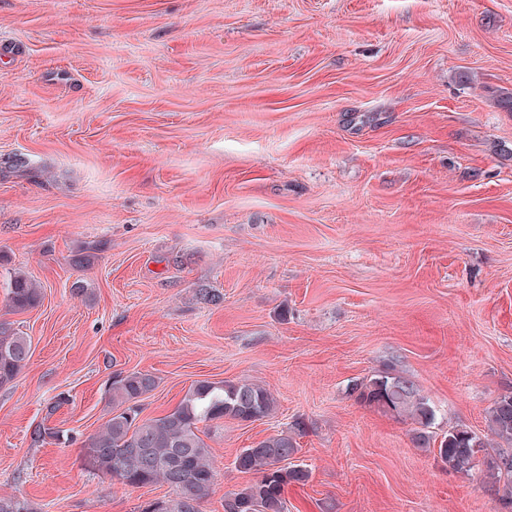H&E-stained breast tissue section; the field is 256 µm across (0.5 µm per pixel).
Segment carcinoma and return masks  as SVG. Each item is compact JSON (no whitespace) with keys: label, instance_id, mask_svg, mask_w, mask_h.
I'll list each match as a JSON object with an SVG mask.
<instances>
[{"label":"carcinoma","instance_id":"carcinoma-1","mask_svg":"<svg viewBox=\"0 0 512 512\" xmlns=\"http://www.w3.org/2000/svg\"><path fill=\"white\" fill-rule=\"evenodd\" d=\"M7 300L15 312L36 307L41 291L27 274L16 272L7 283ZM31 344L12 323L0 321V387L14 381L30 358ZM157 386L151 373L118 372L108 384L110 418L104 428L84 442L81 459L96 474L112 475V482L130 487L162 483L172 497L161 507L142 512H194L187 501L203 503L214 491L217 473L211 448L201 437L199 425L231 418L259 421L275 413L277 402L265 386L251 380L209 382L191 386L181 401L162 415L144 417L140 402ZM358 403L385 413L407 416L420 428L413 442L424 447L430 442L427 428L434 413L413 382L401 376L380 375L353 384ZM69 402L58 395L47 406L44 419L31 431L34 445L66 444L69 436L49 424L54 413ZM488 430L507 447L487 460L488 471L496 481L499 501L512 507V392L499 396L488 411ZM301 423L269 435L242 449L234 468L255 475V480L224 494V512H288L285 492L288 485L303 484L309 471L288 467L283 461L298 451L296 436ZM479 435L467 428L448 431L439 442L438 455L448 470L468 473L479 449L486 447ZM0 512H35L25 498L0 497Z\"/></svg>","mask_w":512,"mask_h":512}]
</instances>
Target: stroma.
Masks as SVG:
<instances>
[{"instance_id": "obj_1", "label": "stroma", "mask_w": 512, "mask_h": 512, "mask_svg": "<svg viewBox=\"0 0 512 512\" xmlns=\"http://www.w3.org/2000/svg\"><path fill=\"white\" fill-rule=\"evenodd\" d=\"M511 90L512 0H0V321L32 345L0 387V496L168 497L80 461L108 379L138 370L148 416L202 380L277 399L206 426L201 512L250 482L242 448L297 422L288 512H497L490 449L466 475L437 448L487 434L512 391ZM17 269L42 291L24 312ZM387 374L428 399V447L350 396ZM46 416L73 443L32 445ZM7 300L13 311H27L40 303L41 291L26 273L15 272L7 283Z\"/></svg>"}]
</instances>
